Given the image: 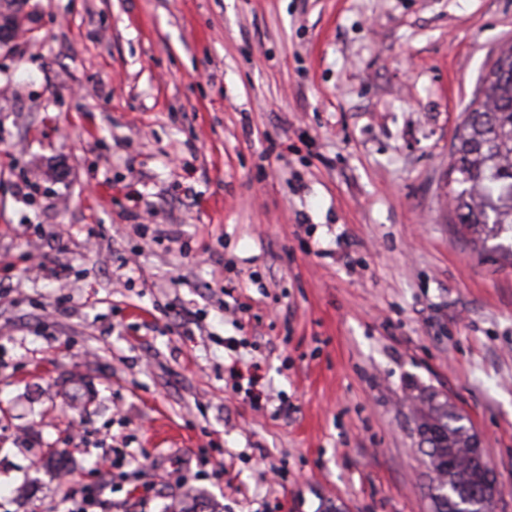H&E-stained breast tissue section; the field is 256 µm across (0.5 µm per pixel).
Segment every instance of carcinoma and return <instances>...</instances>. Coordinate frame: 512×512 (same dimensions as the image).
Here are the masks:
<instances>
[{
    "mask_svg": "<svg viewBox=\"0 0 512 512\" xmlns=\"http://www.w3.org/2000/svg\"><path fill=\"white\" fill-rule=\"evenodd\" d=\"M22 0H0L4 27H21ZM454 235L481 244L487 256L512 262V44L500 51L470 102L448 170ZM417 419L420 452L438 472L429 485L434 512H492L495 479L470 456L468 419L437 394L423 399Z\"/></svg>",
    "mask_w": 512,
    "mask_h": 512,
    "instance_id": "obj_1",
    "label": "carcinoma"
}]
</instances>
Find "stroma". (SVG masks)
<instances>
[{"label": "stroma", "instance_id": "stroma-1", "mask_svg": "<svg viewBox=\"0 0 512 512\" xmlns=\"http://www.w3.org/2000/svg\"><path fill=\"white\" fill-rule=\"evenodd\" d=\"M23 13L0 43V512H433L430 392L512 512V267L448 225L512 0Z\"/></svg>", "mask_w": 512, "mask_h": 512}]
</instances>
